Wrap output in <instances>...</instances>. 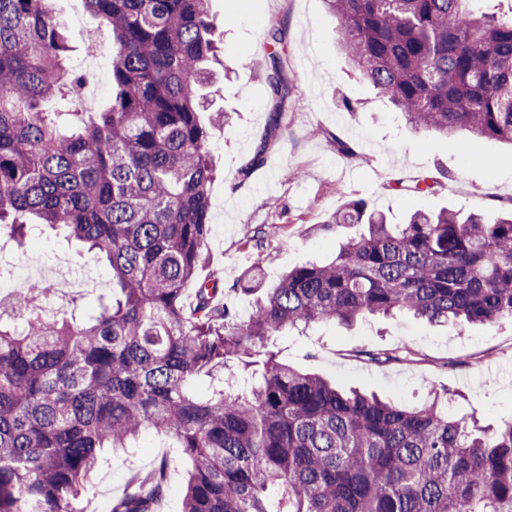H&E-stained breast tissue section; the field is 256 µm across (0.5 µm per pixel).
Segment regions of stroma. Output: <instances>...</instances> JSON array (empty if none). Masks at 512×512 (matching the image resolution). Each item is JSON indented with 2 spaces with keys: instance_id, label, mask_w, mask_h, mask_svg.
<instances>
[{
  "instance_id": "stroma-1",
  "label": "stroma",
  "mask_w": 512,
  "mask_h": 512,
  "mask_svg": "<svg viewBox=\"0 0 512 512\" xmlns=\"http://www.w3.org/2000/svg\"><path fill=\"white\" fill-rule=\"evenodd\" d=\"M59 16L76 15L81 29L72 35L70 65L90 71L98 96L91 109H103L111 96L106 67L112 33L85 12L82 0H56ZM211 19L224 64L207 93L212 109L203 113L216 174L210 187L209 234L198 277L219 273L225 285L275 281L285 270L332 258L362 226L331 231L319 225L353 199L403 224L411 213L451 209L493 215L512 211V146L461 132L444 137L414 130L401 112L372 85L354 74L341 53L336 22L324 0H211ZM288 29L282 51L294 78L285 127L269 144L267 160L250 179L240 177L268 124L272 100L264 61L272 51L264 39L270 27ZM100 45L98 65L88 68L84 35ZM262 50H255L256 40ZM233 123L213 122L216 111ZM354 142L359 156L336 154L331 135ZM429 177L431 191L394 190L391 179ZM287 245H280V238ZM53 269L45 278L50 305L78 312L112 293V273L82 243L59 229L40 226L18 239L0 234V281L19 286L27 271ZM280 359L294 369L320 375L343 387H356L394 403L412 406L431 386L449 391L448 411L471 415L479 426L512 418V323L458 328L409 315L368 316L346 327L326 322L307 333L277 341ZM399 352L381 364L373 353ZM167 465L160 512H181L190 462L165 436L143 433L133 447L105 455L88 489L75 502L77 512H110L112 501L137 474Z\"/></svg>"
}]
</instances>
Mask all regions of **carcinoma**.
Wrapping results in <instances>:
<instances>
[{"instance_id": "cac0c4a2", "label": "carcinoma", "mask_w": 512, "mask_h": 512, "mask_svg": "<svg viewBox=\"0 0 512 512\" xmlns=\"http://www.w3.org/2000/svg\"><path fill=\"white\" fill-rule=\"evenodd\" d=\"M83 2L112 30L100 112L78 111L83 78L53 0H0V233L63 226L112 269V299L92 315L45 313L34 282L0 309V512H73L103 453L145 430L190 460L182 512H512V420L478 429L433 388L412 408L341 390L274 344L368 315L512 321V212L388 224L353 200L319 229L367 232L331 261L244 289L257 295L246 319L218 303L220 280L203 281L188 317L215 175L200 121L217 51L208 0ZM324 2L352 67L412 127L512 143V3ZM266 70L271 139L292 79L277 51ZM254 357L258 378L233 390L224 369ZM165 478L161 466L136 479L110 512H156Z\"/></svg>"}]
</instances>
